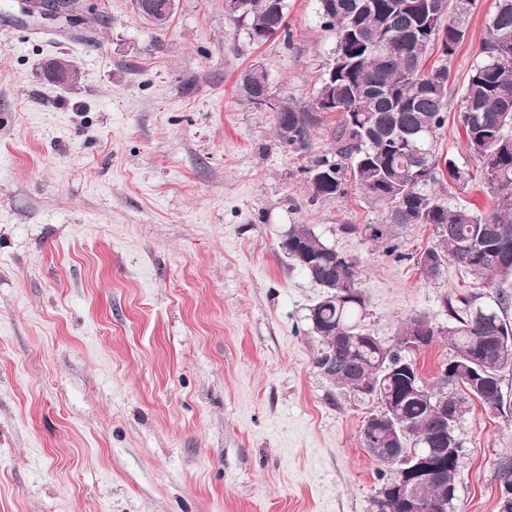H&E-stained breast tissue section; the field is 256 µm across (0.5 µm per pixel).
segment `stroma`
Wrapping results in <instances>:
<instances>
[{
  "label": "stroma",
  "mask_w": 512,
  "mask_h": 512,
  "mask_svg": "<svg viewBox=\"0 0 512 512\" xmlns=\"http://www.w3.org/2000/svg\"><path fill=\"white\" fill-rule=\"evenodd\" d=\"M494 3L468 13L455 90ZM286 4L289 38L258 44L224 0H176L164 30L132 0H77L71 19L0 0V512H378L395 470L360 440L377 405L315 366L323 290L281 252L290 225L357 262L384 344L412 313L494 307L457 265L420 272L432 225L378 243L357 190L310 200L335 114L293 153L237 91L258 64L276 97L311 101L335 34L318 0ZM57 57L72 84L47 80ZM454 434L456 512H500L512 413L469 403Z\"/></svg>",
  "instance_id": "obj_1"
}]
</instances>
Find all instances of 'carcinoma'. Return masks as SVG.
Here are the masks:
<instances>
[{"mask_svg":"<svg viewBox=\"0 0 512 512\" xmlns=\"http://www.w3.org/2000/svg\"><path fill=\"white\" fill-rule=\"evenodd\" d=\"M239 10L228 14L248 37L263 43L288 32L285 0H238ZM325 27L336 35V81L321 78L316 94L336 88V104L328 108L340 118L328 129L330 150L315 158L306 171L322 167L325 177L307 182L310 199H334L354 186L382 210L371 224L374 241L387 238L408 224H431L437 243L424 251L419 264L428 279L457 264L497 289V307L487 308L463 298L447 306L450 322L435 325L422 313L400 326L392 346L381 343L362 327L365 298L357 264L341 257L307 224H293L280 249L287 258L295 252L305 261L293 262L324 288L314 304L313 331L323 349L318 369L336 364L335 384L347 388L352 378L379 389L378 399L391 408L402 430L408 453L428 454L433 448H461L453 433L465 400L448 391L458 385L484 407H502V374L512 371V0H495L485 35L460 96L450 88L446 65H428L434 49L452 57L466 36V17L473 0H447L444 16L423 15L428 0H318ZM266 71L250 68L241 77L244 100L258 107ZM465 131L467 150L480 165L492 200L485 216L437 197L431 185L441 168L458 186L468 172L436 148L437 131L446 124L452 99ZM278 112L288 115V133L275 123L281 146L297 152L309 148L311 129L325 110L306 108L283 99ZM445 340L454 351L435 386L419 379L412 355ZM460 456L446 465L442 480L416 479L426 505L445 504L454 512ZM411 480L402 465L378 491L379 512H407L400 486Z\"/></svg>","mask_w":512,"mask_h":512,"instance_id":"1","label":"carcinoma"}]
</instances>
